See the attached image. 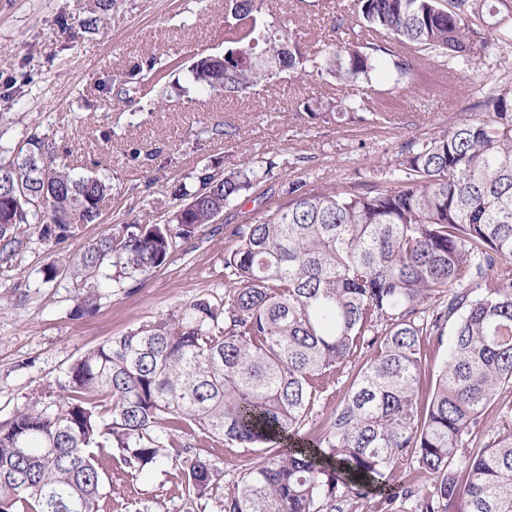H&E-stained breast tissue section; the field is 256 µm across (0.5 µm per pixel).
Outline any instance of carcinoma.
I'll use <instances>...</instances> for the list:
<instances>
[{
  "label": "carcinoma",
  "mask_w": 512,
  "mask_h": 512,
  "mask_svg": "<svg viewBox=\"0 0 512 512\" xmlns=\"http://www.w3.org/2000/svg\"><path fill=\"white\" fill-rule=\"evenodd\" d=\"M266 0H226L225 51L203 52L178 96L244 98L286 74L372 85L413 84L417 53L466 68L484 32L512 38V0H353L365 32L313 54L294 30L268 23ZM114 0H96L84 21ZM483 22L474 28L469 18ZM155 61L122 75L123 103L154 96ZM371 96L306 103L311 120L372 127L388 113ZM474 118L406 142L388 175L352 192L283 181L285 202L236 224L224 248V297H199L103 340L58 382L62 401L36 398L0 424V512H112L110 489L175 461L187 501L216 481L209 461L175 436L253 448L258 459L224 496L223 512H332L409 460L433 477L420 512H512V417L485 450L466 453L498 391L512 385V86L475 104ZM0 158V258L36 235L59 242L95 224L109 180L57 163L56 139L27 136ZM277 163L199 168L172 192L161 224H114L76 259L44 269L88 284L76 311L97 309L99 277L142 282L198 238ZM448 336L429 402L427 354ZM348 387L318 440L302 435L331 378ZM119 458V467L103 463Z\"/></svg>",
  "instance_id": "cac0c4a2"
}]
</instances>
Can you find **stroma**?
Instances as JSON below:
<instances>
[{"label":"stroma","instance_id":"obj_1","mask_svg":"<svg viewBox=\"0 0 512 512\" xmlns=\"http://www.w3.org/2000/svg\"><path fill=\"white\" fill-rule=\"evenodd\" d=\"M350 0H269L270 21L298 30L309 50L339 39L337 17L354 27ZM93 0H0V154L23 146L32 130L54 135L60 163L111 179L112 200L99 223L83 225L51 245L31 238L12 260H0V422L30 398L59 400L64 369L109 336L136 328L200 296L224 295V232H207L174 252L144 282L100 289L97 312L75 316L79 279L49 281L53 260L74 257L115 224H154L173 205L171 187L202 165L230 168L245 159L275 158V175H308L313 187L347 192L381 179L404 142L440 134L468 119L473 105L491 89L512 85V41L490 37L468 69L456 71L443 59L423 57L416 84L386 95L395 120L381 129L355 122H313L303 110L312 99L335 100L352 93L333 79L282 78L248 98L220 99L204 92L172 97L162 111L150 100L121 102L111 76L134 65L168 57L191 61L199 52L223 53L224 0H116L100 13L96 30L83 28ZM223 122L226 137H210L207 126ZM152 155L149 166L130 153ZM311 157L308 170L295 166ZM267 184L225 209L226 224H243L278 207ZM219 480L206 496L186 503L175 486V465L165 462L134 475L124 496L112 499V512H220L252 449L212 447L194 440ZM398 484L413 486L414 497L385 507L388 485L367 496L338 499L336 512H415L434 492V481L405 461L395 471Z\"/></svg>","mask_w":512,"mask_h":512}]
</instances>
